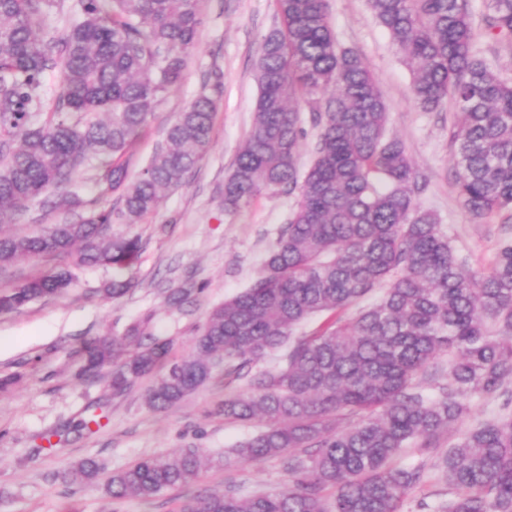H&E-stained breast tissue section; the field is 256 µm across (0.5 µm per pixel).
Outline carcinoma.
Instances as JSON below:
<instances>
[{"instance_id": "1", "label": "carcinoma", "mask_w": 512, "mask_h": 512, "mask_svg": "<svg viewBox=\"0 0 512 512\" xmlns=\"http://www.w3.org/2000/svg\"><path fill=\"white\" fill-rule=\"evenodd\" d=\"M64 0H0V224L48 191L85 217L33 234L0 232V268L44 255L66 263L0 289V314L66 292L74 270L112 268V299L140 256L137 236L112 232L152 211L160 192L191 173L212 144L215 100L200 93L167 129L140 174L124 156L161 94L175 86L202 25L198 0H75L78 18L47 30L42 17ZM413 71L412 95L425 111L452 99L455 180L480 223L512 211V81L473 51L468 0H369ZM283 26L261 47L252 129L224 182V207L264 193L298 190L262 274L212 308L190 353L170 359L149 318L125 329L139 342L126 355L114 337L80 341L81 378L112 367L123 393L156 366L166 373L146 392L166 410L208 383L219 368L243 383L219 411L260 429L224 453V467L279 457L287 476L271 492L242 495L229 485L187 501L182 512H404L428 473L441 489L430 512H512V240L491 268L465 269L437 216L415 201L418 175L403 143L387 135L389 106L362 61L339 47L329 0H276ZM489 33L512 41V0H488ZM61 67V94L43 101L47 72ZM319 129L304 174L299 103ZM96 171L98 194L74 182ZM121 191L119 207L103 205ZM381 291L377 301L364 300ZM322 314L318 329L295 330ZM282 365L259 369L271 352ZM432 394L423 392V387ZM489 395L497 414L466 430L469 399ZM407 448L421 461L395 465ZM199 448L143 457L100 482L85 459L62 474L103 484L114 499L151 500L193 482Z\"/></svg>"}]
</instances>
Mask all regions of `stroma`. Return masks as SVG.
Returning a JSON list of instances; mask_svg holds the SVG:
<instances>
[{
  "label": "stroma",
  "instance_id": "obj_1",
  "mask_svg": "<svg viewBox=\"0 0 512 512\" xmlns=\"http://www.w3.org/2000/svg\"><path fill=\"white\" fill-rule=\"evenodd\" d=\"M474 49L504 78L512 80V43L485 34L487 0H468ZM203 23L196 49L187 57L176 87L162 97L142 137L126 154L130 174L148 163L167 128L202 90L210 73L221 75L214 90L216 111L210 150L195 170L166 191L158 206L133 225L116 230L140 236L142 250L130 272V294L112 300L104 293L112 271L87 267L68 292L0 315V378L17 382L0 394V512H181L188 498L223 492L235 484L242 494L279 489L286 481L281 462L268 458L224 469L225 449L250 437L258 423L224 419L217 407L225 395L242 391L223 372L176 406L149 408L147 389L164 373L156 368L123 394H113L109 375L83 382L76 374L81 337L122 335L139 317L151 315V329L169 340L173 356L187 354L214 305L248 287L262 272L265 257L297 199L281 190L262 194L234 210L224 206V181L251 131L256 112L255 64L264 37L279 27L275 0H199ZM330 22L342 48L356 53L373 73L390 106L388 133L400 139L412 166L427 179L417 197L435 212L467 269L486 272L499 245L512 239V223L495 215L474 222L454 178L450 133L452 103L434 112L412 97V72L367 0H330ZM196 288L189 303L169 304L167 294L184 282ZM103 411L99 427L77 430L79 420ZM59 431L63 443L49 446ZM194 446L204 464L198 479L145 501L115 500L100 487L66 484L59 475L93 458L105 471L137 459Z\"/></svg>",
  "mask_w": 512,
  "mask_h": 512
}]
</instances>
